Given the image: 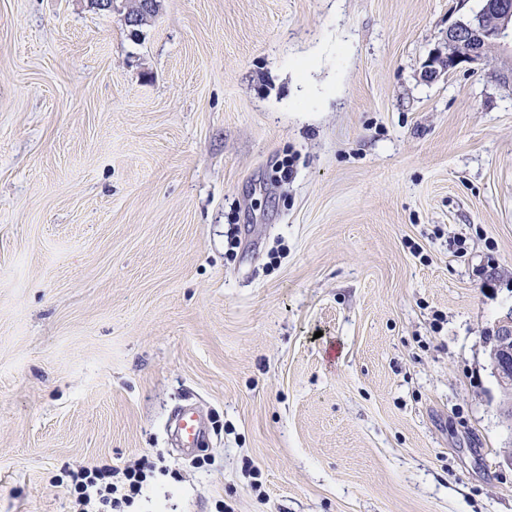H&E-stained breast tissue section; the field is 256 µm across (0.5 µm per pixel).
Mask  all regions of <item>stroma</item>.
Masks as SVG:
<instances>
[{"label": "stroma", "mask_w": 512, "mask_h": 512, "mask_svg": "<svg viewBox=\"0 0 512 512\" xmlns=\"http://www.w3.org/2000/svg\"><path fill=\"white\" fill-rule=\"evenodd\" d=\"M480 5L0 0V512H512V36L421 77ZM157 9V0H131L125 13V22L132 26L140 25L145 19L153 16ZM485 339L498 384L497 411L502 421L512 429V311L497 321ZM177 431L182 437L184 448H195L202 433L201 423L191 408H186L176 415ZM152 473L153 466L147 458L124 468L82 466L71 474L76 500L81 507L78 512H130L126 509L141 496Z\"/></svg>", "instance_id": "obj_1"}]
</instances>
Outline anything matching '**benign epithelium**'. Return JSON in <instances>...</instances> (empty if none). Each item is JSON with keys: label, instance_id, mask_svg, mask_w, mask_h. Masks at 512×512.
I'll return each mask as SVG.
<instances>
[{"label": "benign epithelium", "instance_id": "1", "mask_svg": "<svg viewBox=\"0 0 512 512\" xmlns=\"http://www.w3.org/2000/svg\"><path fill=\"white\" fill-rule=\"evenodd\" d=\"M158 9V0H130L128 25H139ZM512 29V0H483L481 10L466 21L448 27L444 45L424 65L422 79L435 81L449 72L482 61L489 48ZM490 364L497 380V411L512 429V311L500 318L486 336Z\"/></svg>", "mask_w": 512, "mask_h": 512}]
</instances>
